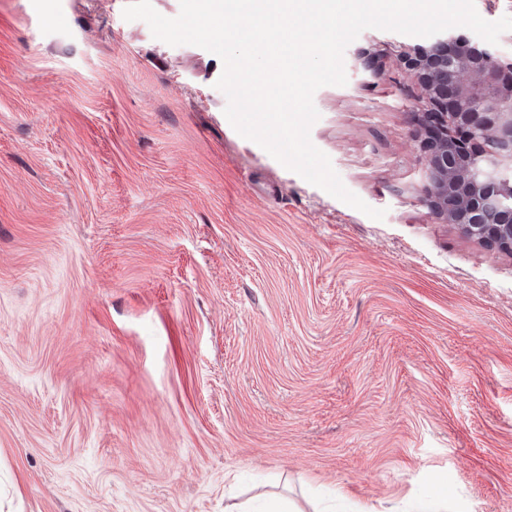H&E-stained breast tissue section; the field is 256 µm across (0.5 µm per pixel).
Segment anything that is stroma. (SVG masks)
I'll use <instances>...</instances> for the list:
<instances>
[{
	"label": "stroma",
	"instance_id": "stroma-1",
	"mask_svg": "<svg viewBox=\"0 0 512 512\" xmlns=\"http://www.w3.org/2000/svg\"><path fill=\"white\" fill-rule=\"evenodd\" d=\"M127 2L0 0V503L512 512V254L421 202L425 39L363 31L314 95L378 221L240 136L221 59Z\"/></svg>",
	"mask_w": 512,
	"mask_h": 512
}]
</instances>
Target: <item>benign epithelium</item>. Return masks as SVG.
Here are the masks:
<instances>
[{"label": "benign epithelium", "instance_id": "7a95c632", "mask_svg": "<svg viewBox=\"0 0 512 512\" xmlns=\"http://www.w3.org/2000/svg\"><path fill=\"white\" fill-rule=\"evenodd\" d=\"M359 60L381 71L379 51L365 49ZM405 64L425 104L423 203L468 237L512 252V62L445 32Z\"/></svg>", "mask_w": 512, "mask_h": 512}]
</instances>
